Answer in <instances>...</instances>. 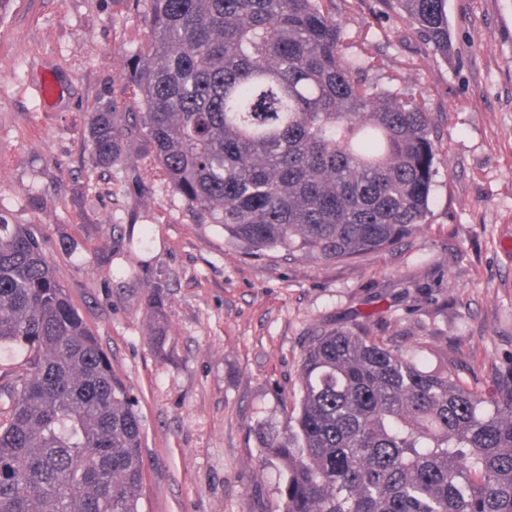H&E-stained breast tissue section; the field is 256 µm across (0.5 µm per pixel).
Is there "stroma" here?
I'll use <instances>...</instances> for the list:
<instances>
[{
    "mask_svg": "<svg viewBox=\"0 0 512 512\" xmlns=\"http://www.w3.org/2000/svg\"><path fill=\"white\" fill-rule=\"evenodd\" d=\"M140 0H9L0 10V213L33 224L59 282L132 389L143 424L142 512H279L282 476L257 424L299 401L318 330L368 324L389 344L429 343L484 390L512 366V0H448L454 52H425L382 0H339L347 35L369 27L390 74L429 87L439 166L432 217L378 255L249 257L175 193L144 135L92 170L96 106L133 112L128 61ZM51 80L57 92L37 89ZM144 245L118 246V236ZM163 291L150 307V289ZM165 331L156 352L150 338Z\"/></svg>",
    "mask_w": 512,
    "mask_h": 512,
    "instance_id": "35a3bbf8",
    "label": "stroma"
}]
</instances>
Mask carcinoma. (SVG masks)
I'll use <instances>...</instances> for the list:
<instances>
[{
  "instance_id": "1",
  "label": "carcinoma",
  "mask_w": 512,
  "mask_h": 512,
  "mask_svg": "<svg viewBox=\"0 0 512 512\" xmlns=\"http://www.w3.org/2000/svg\"><path fill=\"white\" fill-rule=\"evenodd\" d=\"M433 53L452 50L448 0H384ZM134 125L91 114L92 168L130 127L189 204L254 254L381 253L429 222L446 151L424 92L347 40L336 0H145ZM0 512H141L137 399L57 280L31 224L0 216ZM428 344L390 347L361 324L324 330L300 360L301 400L258 427L284 472L282 512H512V366L488 396Z\"/></svg>"
}]
</instances>
